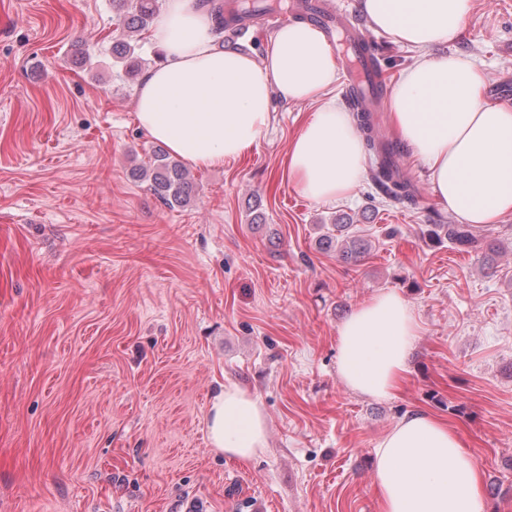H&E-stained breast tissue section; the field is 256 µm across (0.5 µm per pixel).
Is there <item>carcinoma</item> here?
<instances>
[{"label":"carcinoma","instance_id":"obj_1","mask_svg":"<svg viewBox=\"0 0 512 512\" xmlns=\"http://www.w3.org/2000/svg\"><path fill=\"white\" fill-rule=\"evenodd\" d=\"M213 20V32L217 36L224 34V28L244 17H254L263 13L282 10L281 0L260 4L257 0H237L224 4V0H199ZM112 9L119 24L133 34L149 29L158 15V0H112ZM112 58L125 69L138 66L136 45L122 41L112 47ZM357 127L363 133L366 149L374 158L372 180L376 187L389 199L396 202L412 203L415 190L409 180L401 176L394 159L397 147L388 140H382L375 131L374 119L370 112H354ZM134 176L147 182V190L169 208L183 207L191 200L192 184L187 169L181 161L166 152L153 153L148 164L135 170ZM350 224H324L323 234L319 237V246L325 250L339 249L346 260H358L364 256L369 245L358 236L350 233ZM472 224H437L432 235L445 238L459 251L477 252L485 248L482 239L473 233ZM493 249V246L486 247Z\"/></svg>","mask_w":512,"mask_h":512}]
</instances>
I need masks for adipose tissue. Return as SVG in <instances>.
Instances as JSON below:
<instances>
[{"label": "adipose tissue", "instance_id": "adipose-tissue-1", "mask_svg": "<svg viewBox=\"0 0 512 512\" xmlns=\"http://www.w3.org/2000/svg\"><path fill=\"white\" fill-rule=\"evenodd\" d=\"M376 30L418 49L421 58L395 84L387 122L426 169L437 201L466 223L512 215V105L487 98L481 68L436 46L460 33L469 0H362ZM198 0H167L151 39L166 56L136 94L138 122L170 152L201 168L242 156L264 138L272 101H321L293 138L291 179L314 202L350 198L361 179L363 146L348 113L325 95L338 63L310 23L282 26L261 52L219 50ZM419 332L412 305L382 291L358 305L337 330V370L352 391L392 398L402 388ZM206 425L215 450L248 462L268 446L256 396L228 383ZM381 512H490L481 473L456 429L418 411L398 421L374 450Z\"/></svg>", "mask_w": 512, "mask_h": 512}]
</instances>
